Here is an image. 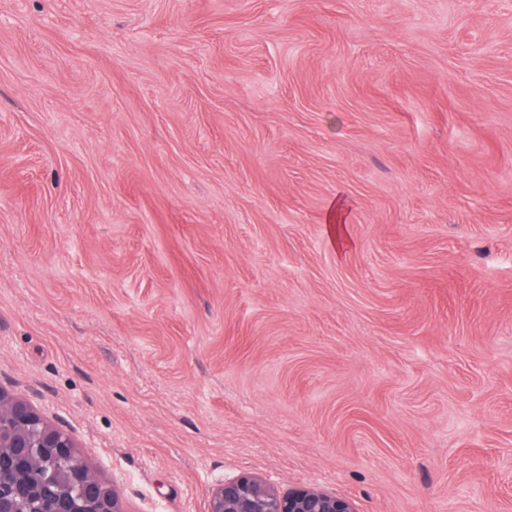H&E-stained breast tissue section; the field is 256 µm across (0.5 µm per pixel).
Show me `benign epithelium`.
I'll return each instance as SVG.
<instances>
[{"mask_svg":"<svg viewBox=\"0 0 512 512\" xmlns=\"http://www.w3.org/2000/svg\"><path fill=\"white\" fill-rule=\"evenodd\" d=\"M0 512H127L117 488L91 469L72 435L0 389ZM207 512H356L315 487L286 491L243 473L212 489Z\"/></svg>","mask_w":512,"mask_h":512,"instance_id":"1","label":"benign epithelium"}]
</instances>
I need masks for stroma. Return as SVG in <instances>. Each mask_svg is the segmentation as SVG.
I'll return each mask as SVG.
<instances>
[{
  "label": "stroma",
  "instance_id": "obj_1",
  "mask_svg": "<svg viewBox=\"0 0 512 512\" xmlns=\"http://www.w3.org/2000/svg\"><path fill=\"white\" fill-rule=\"evenodd\" d=\"M0 387L129 512H512V0H0ZM345 211L346 205L343 200H336L335 206L326 216V224H329L328 232L333 239H336V244L340 248L346 245V239L342 230ZM207 512H356L352 501L315 487L284 491L265 477L243 473L212 489Z\"/></svg>",
  "mask_w": 512,
  "mask_h": 512
}]
</instances>
